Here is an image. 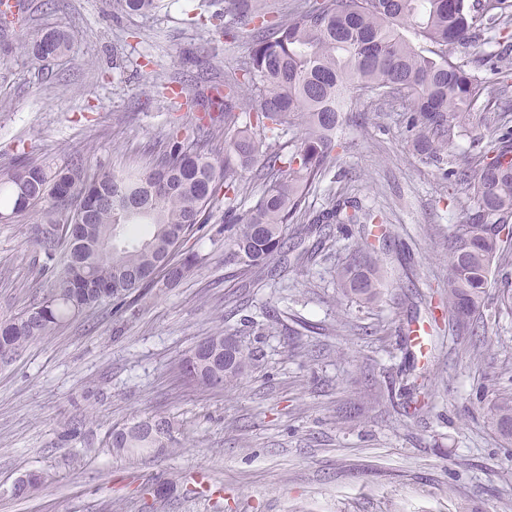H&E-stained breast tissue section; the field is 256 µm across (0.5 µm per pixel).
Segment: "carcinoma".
Returning <instances> with one entry per match:
<instances>
[{
	"label": "carcinoma",
	"instance_id": "cac0c4a2",
	"mask_svg": "<svg viewBox=\"0 0 512 512\" xmlns=\"http://www.w3.org/2000/svg\"><path fill=\"white\" fill-rule=\"evenodd\" d=\"M159 0H112L119 14L148 15ZM230 23L215 27L244 49L238 76L207 95L194 98L210 110L209 122L196 126L203 141L224 136V164L201 146L189 148L179 131L169 133V148L148 171L87 176L82 161L47 173L18 161L0 179V216L16 218L46 197L55 203L52 218L34 232L46 257L55 260L67 245L63 273L53 288L29 309L0 322V362L49 335L64 319L106 300L124 302L152 287L146 272L168 262L165 284L179 285L197 267L198 254L179 261V243L208 209L240 190L242 172L257 168L264 189L253 206L225 210L224 256L243 266L273 272L290 252L288 238L302 244L312 235L319 244L331 229L344 235L360 226L362 243L351 249L336 271L337 289L347 299L373 305L383 295L378 249L368 243L367 227L379 216L352 196L339 193L328 207L314 211L307 198L341 160L338 131L365 97L397 102L404 109L414 151L438 169L460 135L465 111L496 88L478 72L498 55L471 56L470 48L497 26L512 22V0H298L274 19L266 0H226ZM18 45L37 60L71 49L72 36L50 27L33 43ZM459 52L463 57L456 59ZM490 149L465 160L454 171L465 195L459 201L466 219L448 229V288L441 304L456 330L478 335L473 324L494 282L496 270L512 264V131L489 132ZM234 336L202 339L182 364L183 375L204 388L215 380L236 384L254 354ZM430 372L401 375L404 412L429 405ZM492 426L512 441V394L490 407ZM108 447L117 454L154 456L177 452L173 427L160 417L111 431ZM42 478L17 482L22 497Z\"/></svg>",
	"mask_w": 512,
	"mask_h": 512
}]
</instances>
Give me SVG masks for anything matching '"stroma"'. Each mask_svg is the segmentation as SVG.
<instances>
[{"label":"stroma","mask_w":512,"mask_h":512,"mask_svg":"<svg viewBox=\"0 0 512 512\" xmlns=\"http://www.w3.org/2000/svg\"><path fill=\"white\" fill-rule=\"evenodd\" d=\"M32 0L28 39L49 26L74 34L70 52L34 60L0 32V172L23 160L52 172L74 156L89 172L147 170L173 123L194 129L183 105L223 85L242 54L193 17L207 0H161L152 16H113L110 0ZM499 87L464 119L449 167L478 153L484 127L512 129V71L483 69ZM396 103L362 101L342 131L350 192L391 230L383 300L341 298L336 268L359 234L253 284L224 260V208L188 237L201 263L174 288L163 276L129 306L116 301L64 320L0 364V512H505L512 504V442L490 426L495 395L512 392V313L497 289L481 310V351L446 329L429 358L432 408L402 416L397 389L412 365L400 337L426 323V294L448 283V227L464 214L455 185L411 147ZM44 201L0 222V321L47 293L33 229ZM344 327H337V320ZM238 333L257 364L233 389L189 382L183 360L198 341ZM170 418L172 456H118L115 428ZM80 433L67 437L72 423ZM35 473L37 491L15 497Z\"/></svg>","instance_id":"stroma-1"}]
</instances>
